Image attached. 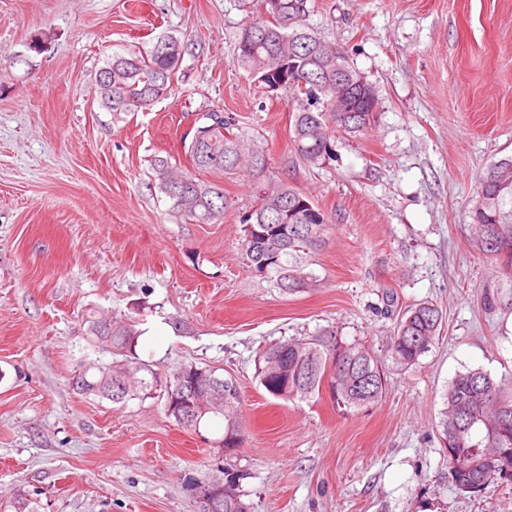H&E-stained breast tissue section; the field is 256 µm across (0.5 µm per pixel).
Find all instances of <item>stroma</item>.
I'll list each match as a JSON object with an SVG mask.
<instances>
[{"label": "stroma", "instance_id": "stroma-1", "mask_svg": "<svg viewBox=\"0 0 512 512\" xmlns=\"http://www.w3.org/2000/svg\"><path fill=\"white\" fill-rule=\"evenodd\" d=\"M306 23L372 84L374 123L335 133L334 155L296 161L289 94L262 93L233 61L260 0H0V498L24 485L40 512H197L181 478L216 464L213 419L184 429L154 399L73 391L100 354L89 315L133 319L135 355L161 375L194 363L235 378L246 441L234 465L250 512H512V485L455 489L437 424L457 374L512 373V288L470 245L478 177L512 155V0H308ZM192 39L174 93L114 117L94 92L112 52L162 33ZM233 114L271 177L325 210L315 290L256 276L240 213L250 177L225 179L220 224L175 219L150 160L189 166L197 113ZM496 288L488 307L483 295ZM393 302H386V294ZM432 301L442 333L418 364L385 358L406 306ZM335 331L383 355L388 387L354 412L329 392L269 395L268 344Z\"/></svg>", "mask_w": 512, "mask_h": 512}]
</instances>
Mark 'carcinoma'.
Segmentation results:
<instances>
[{
  "mask_svg": "<svg viewBox=\"0 0 512 512\" xmlns=\"http://www.w3.org/2000/svg\"><path fill=\"white\" fill-rule=\"evenodd\" d=\"M307 0H263L273 19L252 23L238 38L235 63L258 82L266 93L285 91L297 103L292 147L298 162L320 166L330 156L331 130L362 133L375 121L372 112H338L331 100L336 82V50L306 25ZM194 43L172 34L156 38L138 52H114L96 75L100 106L119 116L148 112L172 95L175 78ZM191 162L183 169L172 156L150 160L153 185L171 202L178 218L202 224H220L233 205L224 193V176L245 170L255 175L268 171L265 148L255 138L237 130L234 117L216 106L201 113L182 139ZM472 209L470 240L484 257L499 265L512 288V157L489 166L478 178ZM253 229L241 225L249 268L285 294L317 287L308 257L327 243L328 215L307 196L281 181L268 179L257 191L250 209ZM443 313L423 301L396 319L386 352L394 363L407 368L427 354L440 335ZM88 342L112 355L109 363L82 366L74 390L84 396L106 398L114 404L161 396L165 413L178 425L197 430L207 418L224 422L221 436L224 457L238 454L244 443L239 407L216 402V391L235 379L219 377L217 389L205 386L201 372L212 369L185 364L165 380L154 373L138 377L146 367L135 361L138 341L135 324L91 317ZM336 390L333 402L361 411L382 400L387 378L380 357L368 346L342 343L332 333L319 338L288 339L267 345L258 359L257 379L275 398L308 399L319 392L323 378ZM198 379L204 390L188 400H178L176 379ZM439 437L448 451L452 483L458 492L476 495L474 487L487 486L491 477L512 484V377L500 380L474 369L457 375L444 394ZM222 512H248L240 490L244 474L224 465ZM0 512H38L26 491L19 488Z\"/></svg>",
  "mask_w": 512,
  "mask_h": 512,
  "instance_id": "1",
  "label": "carcinoma"
}]
</instances>
